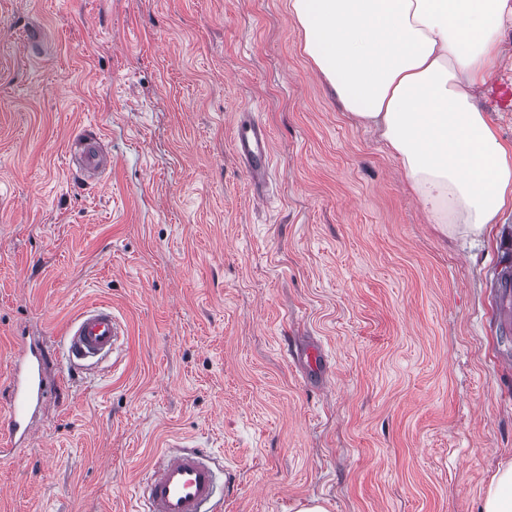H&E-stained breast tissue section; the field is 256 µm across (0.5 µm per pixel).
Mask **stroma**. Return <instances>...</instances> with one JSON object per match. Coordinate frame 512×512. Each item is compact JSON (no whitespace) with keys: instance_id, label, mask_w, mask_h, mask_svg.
<instances>
[{"instance_id":"obj_1","label":"stroma","mask_w":512,"mask_h":512,"mask_svg":"<svg viewBox=\"0 0 512 512\" xmlns=\"http://www.w3.org/2000/svg\"><path fill=\"white\" fill-rule=\"evenodd\" d=\"M304 40L288 0H0V416L17 337L48 385L0 512H139L178 441L228 474L222 512H480L512 462V212L480 239L429 223ZM250 107L261 200L232 148ZM85 125L99 183L68 167ZM100 305L119 356L70 365ZM312 339L328 380L291 357Z\"/></svg>"}]
</instances>
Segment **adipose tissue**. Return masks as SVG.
<instances>
[{"instance_id": "1", "label": "adipose tissue", "mask_w": 512, "mask_h": 512, "mask_svg": "<svg viewBox=\"0 0 512 512\" xmlns=\"http://www.w3.org/2000/svg\"><path fill=\"white\" fill-rule=\"evenodd\" d=\"M343 111L377 129L430 223L480 237L512 208V146L474 91L501 60L512 0H289Z\"/></svg>"}]
</instances>
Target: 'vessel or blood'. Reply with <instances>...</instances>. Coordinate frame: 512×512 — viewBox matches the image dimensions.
<instances>
[{"label":"vessel or blood","mask_w":512,"mask_h":512,"mask_svg":"<svg viewBox=\"0 0 512 512\" xmlns=\"http://www.w3.org/2000/svg\"><path fill=\"white\" fill-rule=\"evenodd\" d=\"M83 154L77 169L86 177L106 169L107 158L98 149L99 134L91 128L77 134ZM233 151L250 174L254 185H262L272 164L271 137L267 127L252 113H245L233 131ZM121 326L116 317L103 307L84 310L64 336L65 356L70 364H92L116 350ZM14 372L9 380L11 397L8 416L0 422V439L11 454L31 447L35 430L31 412L42 401L46 389L43 357L17 341ZM217 473L210 452L201 448H184L159 458L140 481L137 493L146 512H218Z\"/></svg>","instance_id":"vessel-or-blood-1"}]
</instances>
